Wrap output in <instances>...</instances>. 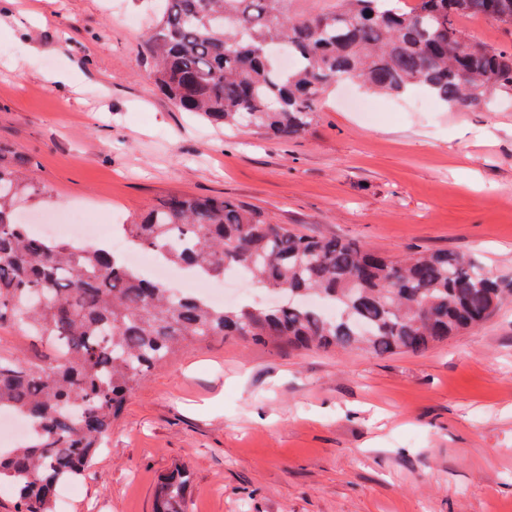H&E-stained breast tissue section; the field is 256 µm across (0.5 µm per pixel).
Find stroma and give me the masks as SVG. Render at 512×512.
Masks as SVG:
<instances>
[{
    "mask_svg": "<svg viewBox=\"0 0 512 512\" xmlns=\"http://www.w3.org/2000/svg\"><path fill=\"white\" fill-rule=\"evenodd\" d=\"M155 0H0V146L43 193L114 224L173 195L225 197L313 235L394 257L448 249L512 283V97L423 109L419 88L333 87L278 140L177 110L145 42ZM66 73L75 87L44 76ZM190 475L185 512H512V300L419 354L300 352L217 336L151 371L57 512H155ZM187 476L166 477L161 480L156 494L160 502L157 512H183Z\"/></svg>",
    "mask_w": 512,
    "mask_h": 512,
    "instance_id": "stroma-1",
    "label": "stroma"
}]
</instances>
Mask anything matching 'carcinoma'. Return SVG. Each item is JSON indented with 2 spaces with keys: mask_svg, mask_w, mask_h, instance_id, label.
I'll use <instances>...</instances> for the list:
<instances>
[{
  "mask_svg": "<svg viewBox=\"0 0 512 512\" xmlns=\"http://www.w3.org/2000/svg\"><path fill=\"white\" fill-rule=\"evenodd\" d=\"M147 51L179 109L213 124L254 126L277 139L304 134L336 83L402 94L417 86L453 108L487 111L512 94V51L474 41L461 17L512 32V0H327L290 17L288 0H159ZM284 41L300 59L282 71L266 48ZM31 159L0 148V325L59 355L0 358V411L23 414L29 441L0 448V481L15 512H53L153 369L195 341L240 336L300 350L421 353L486 323L512 287L448 250L394 259L352 240L298 232L257 208L172 196L123 233L169 265L221 280L238 269L293 297L273 308H216L150 280L102 242L35 237L17 218L40 194ZM186 475L161 480L158 512H183Z\"/></svg>",
  "mask_w": 512,
  "mask_h": 512,
  "instance_id": "obj_1",
  "label": "carcinoma"
}]
</instances>
